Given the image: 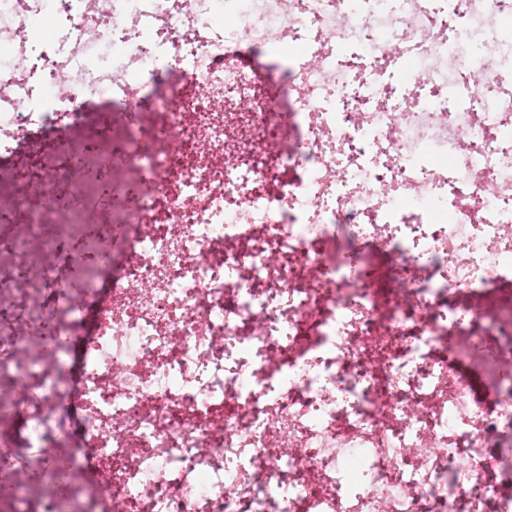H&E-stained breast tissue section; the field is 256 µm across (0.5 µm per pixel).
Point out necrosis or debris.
I'll return each instance as SVG.
<instances>
[{"label":"necrosis or debris","instance_id":"4bbe7bcc","mask_svg":"<svg viewBox=\"0 0 512 512\" xmlns=\"http://www.w3.org/2000/svg\"><path fill=\"white\" fill-rule=\"evenodd\" d=\"M254 12L0 0V512H512V31Z\"/></svg>","mask_w":512,"mask_h":512}]
</instances>
